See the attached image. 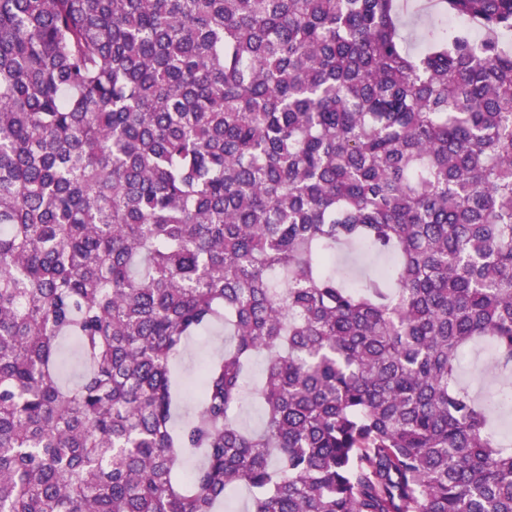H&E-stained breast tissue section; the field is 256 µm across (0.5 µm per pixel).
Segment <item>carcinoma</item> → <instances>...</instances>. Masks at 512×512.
Here are the masks:
<instances>
[{
	"instance_id": "obj_1",
	"label": "carcinoma",
	"mask_w": 512,
	"mask_h": 512,
	"mask_svg": "<svg viewBox=\"0 0 512 512\" xmlns=\"http://www.w3.org/2000/svg\"><path fill=\"white\" fill-rule=\"evenodd\" d=\"M506 36L512 0H0V512H512L456 374L512 376ZM357 246L394 263L348 286ZM226 337L227 336H210L202 339L193 338L189 342L186 353L175 362V372L187 384V390L184 397L186 405H191L193 391L188 387V383L197 376L199 363L208 358L212 353L216 340L223 343L224 338ZM61 358V376L63 380L67 382L77 380L83 371V365L73 341L68 340L64 342Z\"/></svg>"
}]
</instances>
